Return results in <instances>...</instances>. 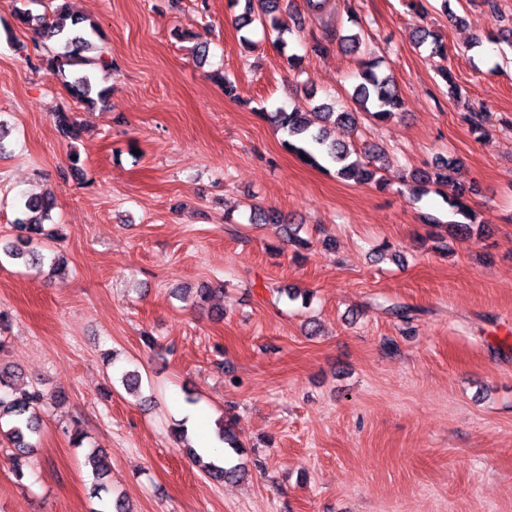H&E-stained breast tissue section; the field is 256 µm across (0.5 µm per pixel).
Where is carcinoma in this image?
Instances as JSON below:
<instances>
[{"label": "carcinoma", "instance_id": "cac0c4a2", "mask_svg": "<svg viewBox=\"0 0 512 512\" xmlns=\"http://www.w3.org/2000/svg\"><path fill=\"white\" fill-rule=\"evenodd\" d=\"M244 4L239 15L240 25L245 28L259 22L263 33L274 37L273 43L283 45L285 29L276 19L281 5L280 0H261L260 12H255L253 0H230V5ZM97 35L94 27H86L81 18L62 15L42 28V37L53 43L41 57V65L53 72H64L73 68V80L69 82L72 94L83 102L93 101L92 93L96 85L94 73L97 61L84 55L92 46V38ZM415 45L430 46V56L442 60L447 58L448 45L437 33L422 28L416 31ZM380 61L368 59L362 61L358 72L359 82L354 87L351 100L352 111H334L333 107L322 104L324 126L314 130L298 106L290 110L278 109L274 112H262L276 130L285 136L284 147L304 160L316 166L332 167L338 178L356 185L374 183L381 188L387 183L379 176L376 162L384 150L373 145L364 151V157L355 155L350 145L329 139L327 126L342 124L354 127L358 115H363L377 123H386L396 114L405 110V99L398 83L389 74L377 71ZM52 119L60 135L66 140H75L79 135L77 117L65 110L52 113ZM460 164L459 159L450 156L442 158L428 168H418L410 173L411 194L421 197L431 190L441 194L448 204L455 220L448 222V231L453 235L471 237L484 231V225L477 222L475 213L468 204L469 195L475 192L473 187H463L454 182L452 173ZM55 204L51 194L28 198L20 206V216L14 221L16 235L4 249V253L32 266L44 264L46 255L42 253V243L53 238V234L44 229V221ZM14 372L0 367V437L8 441L18 456L29 454L35 447V436L40 431V409L43 394L37 390L18 391L14 388ZM216 438L228 445L234 452H240L242 444L231 433L230 424L221 420L217 424ZM211 478L221 481L233 479L245 474V467L237 464L226 468L219 463L208 464Z\"/></svg>", "mask_w": 512, "mask_h": 512}]
</instances>
